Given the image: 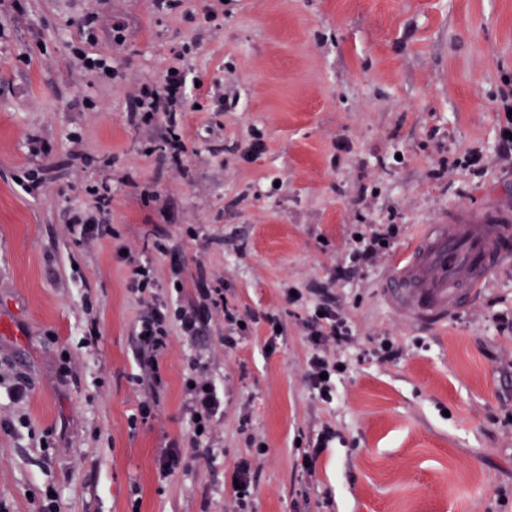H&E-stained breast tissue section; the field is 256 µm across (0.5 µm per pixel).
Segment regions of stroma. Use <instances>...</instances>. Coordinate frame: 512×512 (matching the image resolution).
Instances as JSON below:
<instances>
[{"instance_id":"35a3bbf8","label":"stroma","mask_w":512,"mask_h":512,"mask_svg":"<svg viewBox=\"0 0 512 512\" xmlns=\"http://www.w3.org/2000/svg\"><path fill=\"white\" fill-rule=\"evenodd\" d=\"M18 4L0 13V372L23 373L30 391L0 398L1 419L28 420L0 431V512H34L49 488L62 512H234L224 479L242 459L254 512H512V331L493 319L512 313V261L442 327L406 323L379 294L420 225L512 213V0ZM90 8L127 24L123 47L102 31L88 43ZM210 9L221 28L205 24ZM88 47L125 80L74 66ZM172 66L198 103L179 167L162 123L128 121L133 86ZM475 150L483 168L435 178ZM108 179L114 236L83 243L69 213ZM361 224L400 233L375 266L337 277ZM121 245L153 263L161 298L192 302L203 277L240 310L278 313L282 345L266 352L260 322L225 353L224 317L210 312L198 343L173 337L156 415L131 425L142 307ZM289 288L330 289L356 333L332 403L307 386L306 309ZM384 337L398 359L370 356ZM200 345L224 387L217 457L185 458L162 482L155 453L187 441L182 383ZM327 423L341 437L304 498L296 462Z\"/></svg>"}]
</instances>
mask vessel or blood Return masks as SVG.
Returning <instances> with one entry per match:
<instances>
[{
  "label": "vessel or blood",
  "mask_w": 512,
  "mask_h": 512,
  "mask_svg": "<svg viewBox=\"0 0 512 512\" xmlns=\"http://www.w3.org/2000/svg\"><path fill=\"white\" fill-rule=\"evenodd\" d=\"M512 259V215L491 212L469 223L451 218L424 225L393 266L384 304L416 326L447 323L473 302L490 273Z\"/></svg>",
  "instance_id": "obj_1"
}]
</instances>
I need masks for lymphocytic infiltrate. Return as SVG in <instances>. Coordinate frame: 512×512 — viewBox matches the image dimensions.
<instances>
[{"instance_id": "f902f5d3", "label": "lymphocytic infiltrate", "mask_w": 512, "mask_h": 512, "mask_svg": "<svg viewBox=\"0 0 512 512\" xmlns=\"http://www.w3.org/2000/svg\"><path fill=\"white\" fill-rule=\"evenodd\" d=\"M186 75L176 69H168L155 84L136 88L134 97L138 103L137 112L131 120L136 125H147L163 120L167 136L165 144L173 160H180L185 150L181 137V114L187 104L183 88ZM95 197L93 211H77L70 218L69 229L86 241H100L112 238L111 225L105 224L103 215L109 204L112 186L109 183L90 187ZM400 231L399 225L382 224L361 234L351 252L353 268L373 263L386 251L388 243L394 242ZM129 289L142 304L143 310L134 326V336L139 359L141 385L147 395L138 405L135 418L145 422L155 415L158 394L163 385L160 361L168 348L172 335L195 340L203 332L204 320L211 308L222 309L224 313V349L235 351L239 342L248 334L247 325L251 315L241 313L236 307L227 305L216 289L200 283L195 306H169L155 291L156 281L151 262L130 260ZM306 342L310 349L306 380L310 390L319 401L332 403L336 393V379L340 377L341 359L334 357L333 349L350 344L354 330L348 319L337 309L336 297L329 290L316 292L308 307ZM184 409L187 423V448L170 445L158 449L155 456L159 480L173 477L181 468L185 453L210 457L213 449V427L219 413L221 401L217 386L209 372V358L203 352H196L188 362V371L183 378Z\"/></svg>"}]
</instances>
